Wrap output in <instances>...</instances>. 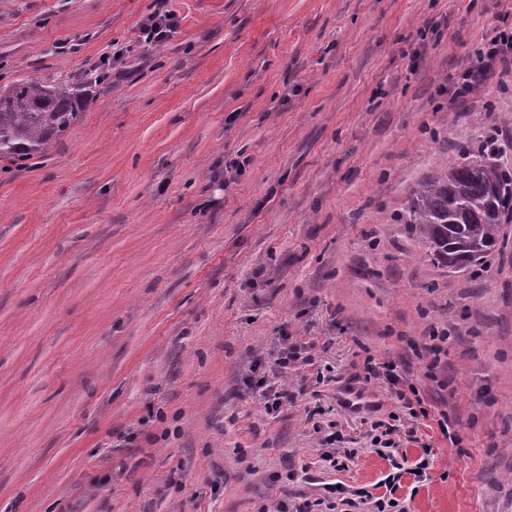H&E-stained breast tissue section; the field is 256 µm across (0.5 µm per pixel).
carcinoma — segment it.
Here are the masks:
<instances>
[{"label":"carcinoma","instance_id":"carcinoma-1","mask_svg":"<svg viewBox=\"0 0 512 512\" xmlns=\"http://www.w3.org/2000/svg\"><path fill=\"white\" fill-rule=\"evenodd\" d=\"M88 98L66 83L0 86V160L41 154L74 124ZM424 257L451 270L479 265L512 223V173L482 160L449 163L415 187L401 214Z\"/></svg>","mask_w":512,"mask_h":512}]
</instances>
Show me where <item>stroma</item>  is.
<instances>
[{"mask_svg": "<svg viewBox=\"0 0 512 512\" xmlns=\"http://www.w3.org/2000/svg\"><path fill=\"white\" fill-rule=\"evenodd\" d=\"M155 8L0 0V85L90 95L42 154L0 160V512L372 488L391 466L367 433L397 405L360 381L369 355L431 414L411 512H512V224L455 272L395 219L448 161L512 172V68L444 91L512 0H169L178 28L145 48ZM284 333L323 380L275 373ZM272 373L276 415L247 384ZM330 430L359 451L349 470L321 459Z\"/></svg>", "mask_w": 512, "mask_h": 512, "instance_id": "1", "label": "stroma"}]
</instances>
